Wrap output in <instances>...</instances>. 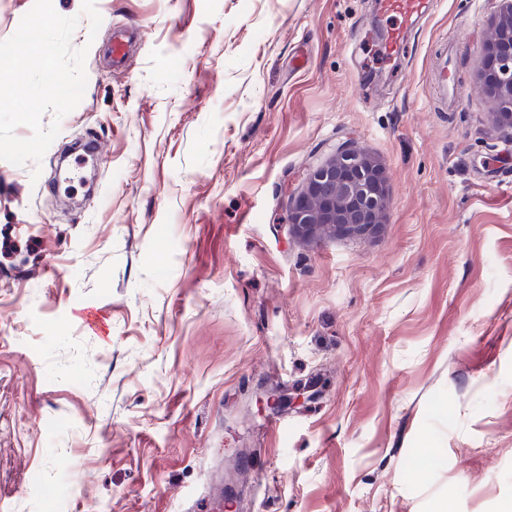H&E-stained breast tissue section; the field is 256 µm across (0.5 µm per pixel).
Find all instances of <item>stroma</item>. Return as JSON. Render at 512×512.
<instances>
[{"label":"stroma","mask_w":512,"mask_h":512,"mask_svg":"<svg viewBox=\"0 0 512 512\" xmlns=\"http://www.w3.org/2000/svg\"><path fill=\"white\" fill-rule=\"evenodd\" d=\"M377 2L95 0L94 33L52 0L87 84L41 163L0 160V512H213L219 474L241 512L512 502V129L476 67L497 2L428 0L386 62ZM92 136L109 162L61 210L56 148ZM345 137L387 170L383 224L293 236L288 196Z\"/></svg>","instance_id":"1"}]
</instances>
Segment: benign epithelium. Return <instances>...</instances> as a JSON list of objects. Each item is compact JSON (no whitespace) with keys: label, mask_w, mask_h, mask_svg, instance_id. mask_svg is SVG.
Instances as JSON below:
<instances>
[{"label":"benign epithelium","mask_w":512,"mask_h":512,"mask_svg":"<svg viewBox=\"0 0 512 512\" xmlns=\"http://www.w3.org/2000/svg\"><path fill=\"white\" fill-rule=\"evenodd\" d=\"M483 40L479 92L489 97L499 121L512 127V0H498ZM389 196L385 168L347 138L313 164L288 201L296 236L332 231L362 234L383 223Z\"/></svg>","instance_id":"obj_1"}]
</instances>
